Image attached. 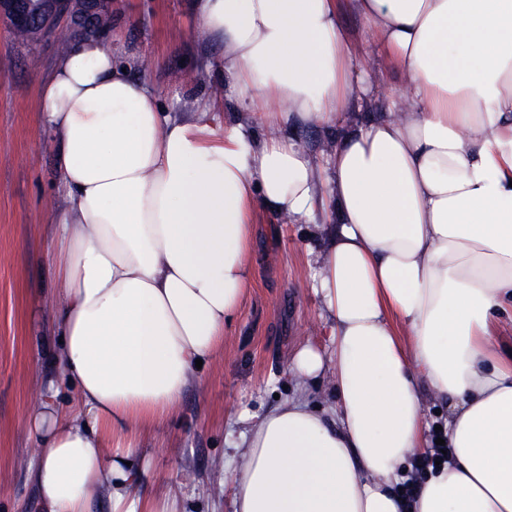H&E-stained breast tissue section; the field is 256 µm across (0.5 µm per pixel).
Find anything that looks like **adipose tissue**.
<instances>
[{"mask_svg": "<svg viewBox=\"0 0 512 512\" xmlns=\"http://www.w3.org/2000/svg\"><path fill=\"white\" fill-rule=\"evenodd\" d=\"M362 17L402 77L380 119L340 24ZM221 95L167 111L119 33L74 38L43 86L60 154L50 251L63 376L28 424L46 512H178L145 487L136 434L200 383L197 362L252 282L254 215L333 205L311 287L337 416L294 398L249 415L224 478L233 512H512V0H196ZM231 110L224 127L217 113ZM335 129L317 160L297 129ZM74 392L68 409L57 398ZM446 403L448 461L412 501L396 485L427 445L421 393Z\"/></svg>", "mask_w": 512, "mask_h": 512, "instance_id": "ef3b65f1", "label": "adipose tissue"}]
</instances>
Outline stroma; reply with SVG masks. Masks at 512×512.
<instances>
[{
  "label": "stroma",
  "instance_id": "1",
  "mask_svg": "<svg viewBox=\"0 0 512 512\" xmlns=\"http://www.w3.org/2000/svg\"><path fill=\"white\" fill-rule=\"evenodd\" d=\"M121 36L146 65L136 71L164 107L210 95L224 75L221 51L203 32L193 0H112ZM59 56L54 38L23 45L0 24V512H44L30 467L40 450L26 416L43 382L57 374L55 270L48 252L59 201V156L40 123L41 86ZM252 284L224 331V350L183 394L176 414L136 441L153 491L177 496L184 512H230L224 472L246 430L238 419L277 400L309 395L330 410L331 376L303 387L287 373L292 351L329 348L310 287L312 224L254 217Z\"/></svg>",
  "mask_w": 512,
  "mask_h": 512
}]
</instances>
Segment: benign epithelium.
Wrapping results in <instances>:
<instances>
[{"instance_id":"7a95c632","label":"benign epithelium","mask_w":512,"mask_h":512,"mask_svg":"<svg viewBox=\"0 0 512 512\" xmlns=\"http://www.w3.org/2000/svg\"><path fill=\"white\" fill-rule=\"evenodd\" d=\"M112 8V0H0V21L13 30L47 35L64 27L74 34L92 31L95 16Z\"/></svg>"}]
</instances>
